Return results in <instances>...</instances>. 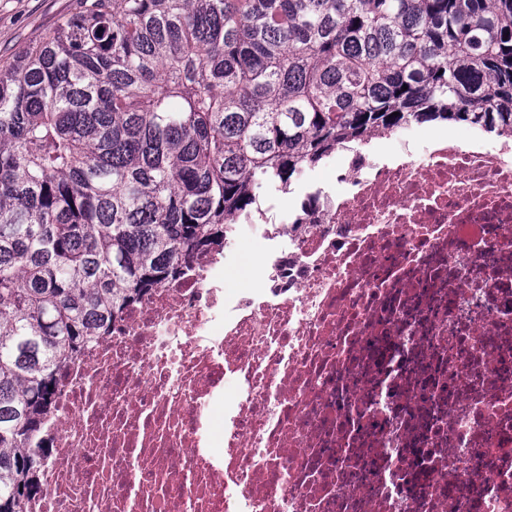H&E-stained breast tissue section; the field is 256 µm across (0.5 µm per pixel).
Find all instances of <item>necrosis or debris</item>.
<instances>
[{"label": "necrosis or debris", "mask_w": 512, "mask_h": 512, "mask_svg": "<svg viewBox=\"0 0 512 512\" xmlns=\"http://www.w3.org/2000/svg\"><path fill=\"white\" fill-rule=\"evenodd\" d=\"M341 156L68 366L27 512H512V134Z\"/></svg>", "instance_id": "obj_1"}]
</instances>
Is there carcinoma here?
<instances>
[{
  "label": "carcinoma",
  "mask_w": 512,
  "mask_h": 512,
  "mask_svg": "<svg viewBox=\"0 0 512 512\" xmlns=\"http://www.w3.org/2000/svg\"><path fill=\"white\" fill-rule=\"evenodd\" d=\"M432 122L512 131V0H81L1 66L0 512L126 306L263 192Z\"/></svg>",
  "instance_id": "obj_1"
}]
</instances>
